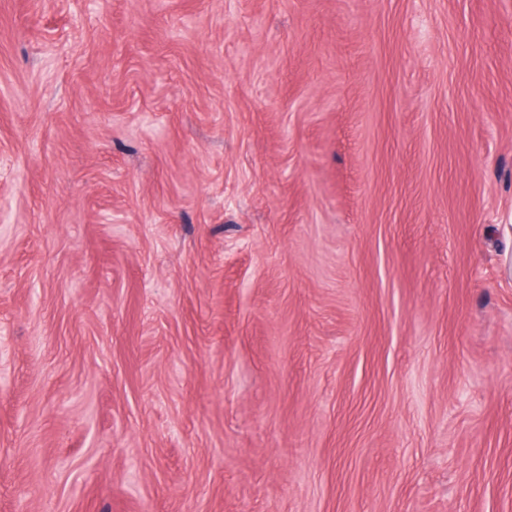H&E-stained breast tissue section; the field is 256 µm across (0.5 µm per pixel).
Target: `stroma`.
Returning <instances> with one entry per match:
<instances>
[{"mask_svg": "<svg viewBox=\"0 0 512 512\" xmlns=\"http://www.w3.org/2000/svg\"><path fill=\"white\" fill-rule=\"evenodd\" d=\"M0 512H512V0H0Z\"/></svg>", "mask_w": 512, "mask_h": 512, "instance_id": "obj_1", "label": "stroma"}]
</instances>
